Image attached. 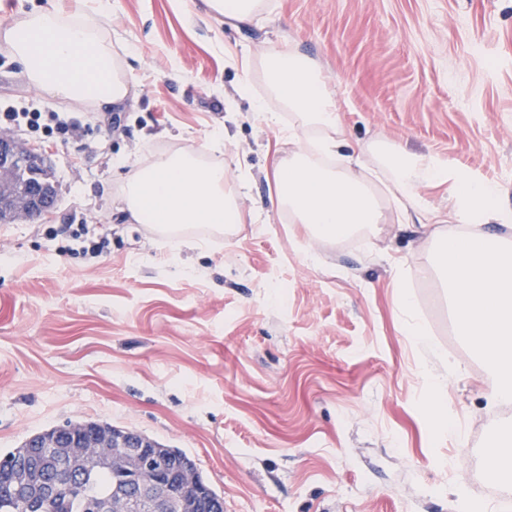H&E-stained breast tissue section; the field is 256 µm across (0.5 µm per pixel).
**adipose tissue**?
I'll list each match as a JSON object with an SVG mask.
<instances>
[{
    "mask_svg": "<svg viewBox=\"0 0 512 512\" xmlns=\"http://www.w3.org/2000/svg\"><path fill=\"white\" fill-rule=\"evenodd\" d=\"M203 2L208 14L241 25L260 21L270 7L268 0ZM4 40L24 65L31 84L50 96L119 103L129 93L111 45L99 36L98 23L41 12L8 30ZM266 68L271 92L295 112L300 128L294 150L276 166L273 208L288 210L293 223L307 225L317 240L374 228L382 221L381 207L376 193L357 173L364 156L374 158L401 197L403 223L429 217L437 224H451V231L437 238L434 261L453 290L457 334L479 351L491 369L489 401L512 400V238L488 230L489 225L512 222V213L501 206L497 185L451 166L438 155L409 152L384 140L346 153L338 141L321 139L320 151L336 155L338 164L333 168L314 164L302 130L335 128L338 102L322 72L297 53L274 55ZM425 184L449 186L447 212L431 211L419 192ZM123 202L139 224L172 227L241 221L227 168L199 163L189 148L134 171Z\"/></svg>",
    "mask_w": 512,
    "mask_h": 512,
    "instance_id": "adipose-tissue-1",
    "label": "adipose tissue"
}]
</instances>
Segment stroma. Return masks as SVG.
I'll list each match as a JSON object with an SVG mask.
<instances>
[{
	"label": "stroma",
	"mask_w": 512,
	"mask_h": 512,
	"mask_svg": "<svg viewBox=\"0 0 512 512\" xmlns=\"http://www.w3.org/2000/svg\"><path fill=\"white\" fill-rule=\"evenodd\" d=\"M232 27L192 0H11L0 36L34 13L99 17L130 91L118 105L30 87L0 40V113L62 112L81 142L15 131L58 187L35 220L0 223V454L69 422L104 421L187 452L224 512H458L500 485L483 450L512 427L487 400L482 356L457 336L431 265L434 228L403 226L387 186L366 244L312 240L272 209L274 165L294 148L260 57L293 50L340 100L337 138H379L497 184L512 210V0H271ZM280 122L256 120L236 97ZM194 148L246 174L243 223L188 224L192 249L135 223L129 175ZM84 222L107 253L75 258L49 226ZM408 293L431 348L403 332ZM463 367L448 373L447 356ZM443 377L457 434L429 412Z\"/></svg>",
	"instance_id": "35a3bbf8"
}]
</instances>
